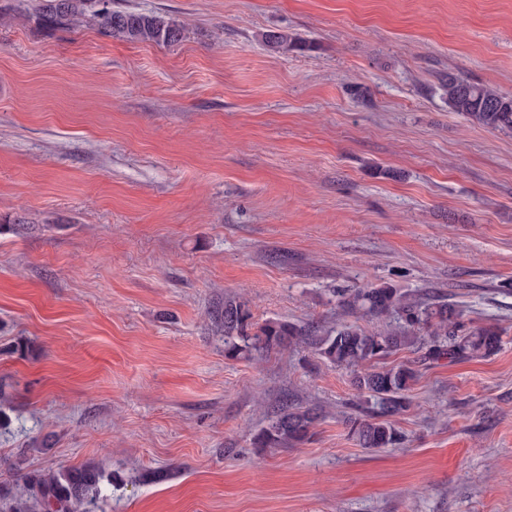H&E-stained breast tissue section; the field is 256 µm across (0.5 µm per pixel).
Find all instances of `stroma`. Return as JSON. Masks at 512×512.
Wrapping results in <instances>:
<instances>
[{"label": "stroma", "mask_w": 512, "mask_h": 512, "mask_svg": "<svg viewBox=\"0 0 512 512\" xmlns=\"http://www.w3.org/2000/svg\"><path fill=\"white\" fill-rule=\"evenodd\" d=\"M33 3L0 0V486L91 463L98 512H512V133L443 87L512 95V0H112L170 46ZM366 283L502 336L422 367L400 448L349 437L347 370L226 358L215 317L322 333ZM285 403L314 437L256 447ZM99 9L85 8L91 0H42L36 8V18L45 27L97 26L107 35H117L130 41H150L172 44L182 37L174 22L143 13L112 9V0H96ZM262 39L266 46L272 51H310L314 48V45L312 43L304 41L292 34L285 32H266L265 34L262 35ZM448 106L484 128L512 132V96L454 74L446 83Z\"/></svg>", "instance_id": "35a3bbf8"}]
</instances>
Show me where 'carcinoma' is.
<instances>
[{
  "instance_id": "carcinoma-1",
  "label": "carcinoma",
  "mask_w": 512,
  "mask_h": 512,
  "mask_svg": "<svg viewBox=\"0 0 512 512\" xmlns=\"http://www.w3.org/2000/svg\"><path fill=\"white\" fill-rule=\"evenodd\" d=\"M89 0H42L36 18L50 28L93 25L107 35L130 41L172 44L182 37L174 22L162 17L112 8V0H97L100 8L87 9ZM272 51H310L314 45L292 34L270 31L262 35ZM448 106L484 128L512 132V96L485 85L473 84L454 74L446 83ZM339 306L357 318L373 316L385 320L380 330H368L353 322L317 335L308 327L269 321L248 333L250 314L245 302L224 299V355L244 358L254 351L271 352L286 347L310 346L328 363L351 374L355 391L354 413L345 422L349 435L362 448H398L405 436L395 418L409 405V395L420 375V366L441 358L468 360L486 358L501 346V335L493 326L465 327L461 313L447 304L428 305L391 285L367 284L341 290ZM423 352L413 362L389 363L403 348ZM320 419L314 407L285 404L269 417L255 437L262 448L302 444L313 435ZM104 475L91 465L64 469L35 480L31 504H20L30 512H92L102 495Z\"/></svg>"
}]
</instances>
